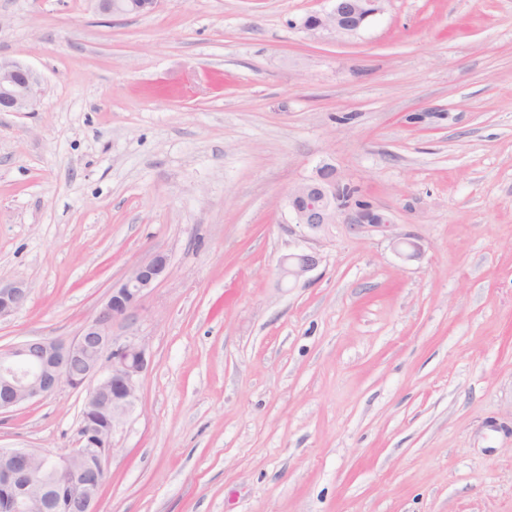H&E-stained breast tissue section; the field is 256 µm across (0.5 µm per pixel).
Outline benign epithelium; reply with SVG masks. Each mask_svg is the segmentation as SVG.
<instances>
[{"mask_svg":"<svg viewBox=\"0 0 512 512\" xmlns=\"http://www.w3.org/2000/svg\"><path fill=\"white\" fill-rule=\"evenodd\" d=\"M100 13L125 16L129 0H95ZM329 10L307 16L302 26L316 34L330 31L356 34L379 11L381 0H331ZM37 95L32 70L16 61L0 59V112H28ZM289 207L307 239L316 242L336 215L348 208L341 202L333 173L295 186ZM354 226L382 228L389 219L368 207L347 214ZM320 253L310 248L283 258L281 281L296 283L320 263ZM163 253L135 265L112 285L107 301L69 341L26 339L0 347V414L44 399L66 384L86 391L74 448L49 455L31 448H0V512H31L34 493L53 492L55 512H97L99 492L116 451L114 433L140 401V377L150 357L147 346L134 334L117 336L116 322L132 327L145 294L168 274ZM29 288L23 282H0V320L25 307Z\"/></svg>","mask_w":512,"mask_h":512,"instance_id":"benign-epithelium-1","label":"benign epithelium"}]
</instances>
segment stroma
<instances>
[{"mask_svg":"<svg viewBox=\"0 0 512 512\" xmlns=\"http://www.w3.org/2000/svg\"><path fill=\"white\" fill-rule=\"evenodd\" d=\"M0 0V58L36 74L0 112V347L72 339L156 253L141 401L98 512H512V0ZM333 169L382 229L291 189ZM406 238L418 258L401 256ZM83 392L0 414V447L74 446ZM328 11L307 16L302 26L316 34L330 31L342 36L356 34L379 11L381 0H331ZM288 200L296 224L304 229L307 239L312 242H318L325 228L335 223L337 212L349 207L346 202H341L336 179L329 170L295 186ZM348 223L353 226H370L382 228L390 224L389 219L381 213L373 211L368 207H357L354 211L347 214ZM320 261V253L315 248H309L300 254L286 256L280 265L281 281L288 284L297 283L307 273L314 270ZM29 294V288L23 282L0 281V320L9 318L24 308Z\"/></svg>","mask_w":512,"mask_h":512,"instance_id":"1","label":"stroma"}]
</instances>
